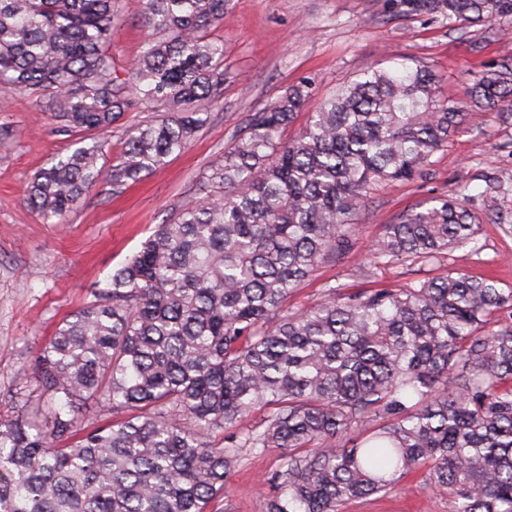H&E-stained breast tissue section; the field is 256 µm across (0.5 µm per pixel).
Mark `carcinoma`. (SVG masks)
I'll use <instances>...</instances> for the list:
<instances>
[{"label": "carcinoma", "instance_id": "1", "mask_svg": "<svg viewBox=\"0 0 512 512\" xmlns=\"http://www.w3.org/2000/svg\"><path fill=\"white\" fill-rule=\"evenodd\" d=\"M116 0H0V86L49 97L57 132L105 133L143 104L171 107L108 142L54 156L26 202L58 223L101 185L119 187L184 150L224 83L207 38L228 0H144L159 34L112 78ZM409 13L483 24L512 0H398ZM474 112L512 118V56L473 76ZM302 83L258 112L184 204L91 291L39 350L32 388L0 415V512H208L242 453L285 450L261 512H340L414 472L455 512H512V289L450 272L403 288L331 287L299 313L294 288L349 243L378 182H413L462 122L421 66L370 69L308 107ZM470 209L439 198L383 225L375 258L435 262L475 241ZM111 414L81 428L80 402ZM260 428L238 430L255 408ZM359 435L343 444L341 437Z\"/></svg>", "mask_w": 512, "mask_h": 512}]
</instances>
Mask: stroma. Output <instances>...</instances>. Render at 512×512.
Listing matches in <instances>:
<instances>
[{"mask_svg":"<svg viewBox=\"0 0 512 512\" xmlns=\"http://www.w3.org/2000/svg\"><path fill=\"white\" fill-rule=\"evenodd\" d=\"M118 26L109 51L114 75L125 81L150 31L143 0H118ZM209 38L224 45V85L209 119L188 147L164 165L120 188L92 190L62 223H43L25 201L34 175L70 137L57 134L46 97L0 90V414L9 394L28 386L43 340L81 307L154 231L190 200L206 195L205 177L243 133L254 113L288 89L310 81L316 98L372 68L422 66L440 93L465 97L473 75L512 54V16L486 25L451 23L400 11L395 0H230ZM163 110L126 112L107 134L104 163L121 156L129 129L154 123ZM456 197L480 221L475 243L453 249L435 264L375 260L383 225L415 206ZM462 271L512 288V120L498 112H466L434 162L411 183L375 185L353 218L349 249L322 263L288 298L299 312L325 295L400 288L447 271ZM282 449L245 453L210 512H260L276 493ZM448 497L427 489L423 473L410 474L390 493L346 502L342 512H452Z\"/></svg>","mask_w":512,"mask_h":512,"instance_id":"35a3bbf8","label":"stroma"}]
</instances>
